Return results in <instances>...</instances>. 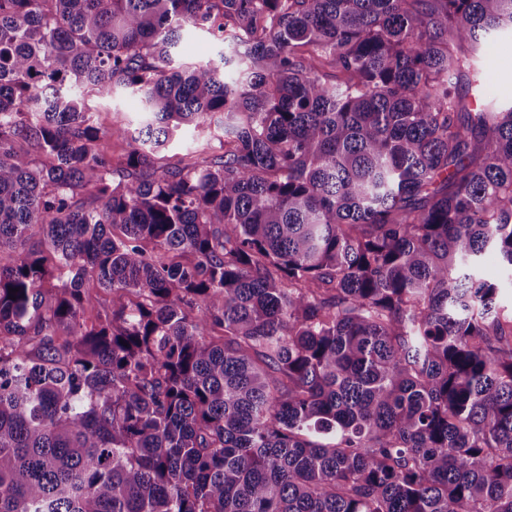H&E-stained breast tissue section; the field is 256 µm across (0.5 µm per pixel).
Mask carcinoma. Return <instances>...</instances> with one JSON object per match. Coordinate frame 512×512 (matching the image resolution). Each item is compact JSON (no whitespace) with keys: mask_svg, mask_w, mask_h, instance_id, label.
Here are the masks:
<instances>
[{"mask_svg":"<svg viewBox=\"0 0 512 512\" xmlns=\"http://www.w3.org/2000/svg\"><path fill=\"white\" fill-rule=\"evenodd\" d=\"M505 31L0 0V512H512V104L458 92ZM119 90L132 132L87 110ZM182 125L219 147L165 159ZM222 45L203 30H194L184 35L178 49V61H212L220 65ZM484 278L499 285L498 303L507 311L512 310V276L497 252L487 253L481 263Z\"/></svg>","mask_w":512,"mask_h":512,"instance_id":"carcinoma-1","label":"carcinoma"}]
</instances>
